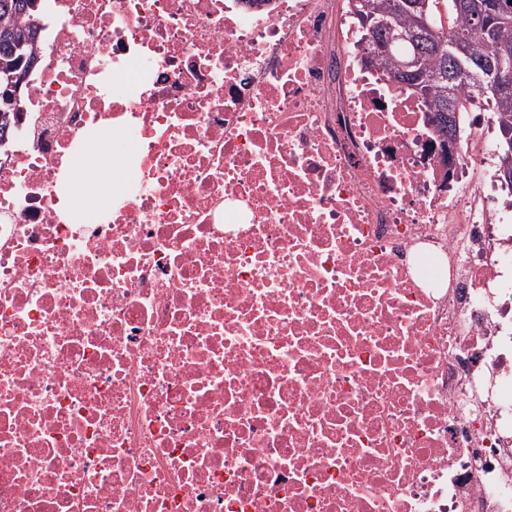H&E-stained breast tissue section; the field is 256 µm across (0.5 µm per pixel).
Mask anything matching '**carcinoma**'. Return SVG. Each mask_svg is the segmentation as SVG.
Segmentation results:
<instances>
[{
    "label": "carcinoma",
    "instance_id": "cac0c4a2",
    "mask_svg": "<svg viewBox=\"0 0 512 512\" xmlns=\"http://www.w3.org/2000/svg\"><path fill=\"white\" fill-rule=\"evenodd\" d=\"M40 0H0V84L10 74L28 70L37 55L34 40L37 29ZM379 8L378 18L387 26L407 35L417 29L418 13L410 0H374ZM433 30L417 42L400 43L393 54L380 55L378 59L390 68L406 53H416L419 67L416 75L406 79L396 74L402 89L417 94L431 115V122L440 136L448 137V126H456V117H448V110L458 112L459 96L465 90L493 103L500 134L497 154L501 177H509L512 185V153L507 152L506 137L512 138V93L507 95L483 94L469 81L460 82L454 90L453 100H448L441 76L453 66L448 50L459 43L473 55H482L495 44L512 45V0H498V19L489 27L477 25L473 15L458 12L453 0H427ZM24 44V51L18 45Z\"/></svg>",
    "mask_w": 512,
    "mask_h": 512
}]
</instances>
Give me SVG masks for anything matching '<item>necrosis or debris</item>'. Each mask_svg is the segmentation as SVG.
I'll list each match as a JSON object with an SVG mask.
<instances>
[{"mask_svg": "<svg viewBox=\"0 0 512 512\" xmlns=\"http://www.w3.org/2000/svg\"><path fill=\"white\" fill-rule=\"evenodd\" d=\"M349 0H44L0 150V512H512V198ZM124 168L66 216L83 151Z\"/></svg>", "mask_w": 512, "mask_h": 512, "instance_id": "4bbe7bcc", "label": "necrosis or debris"}]
</instances>
